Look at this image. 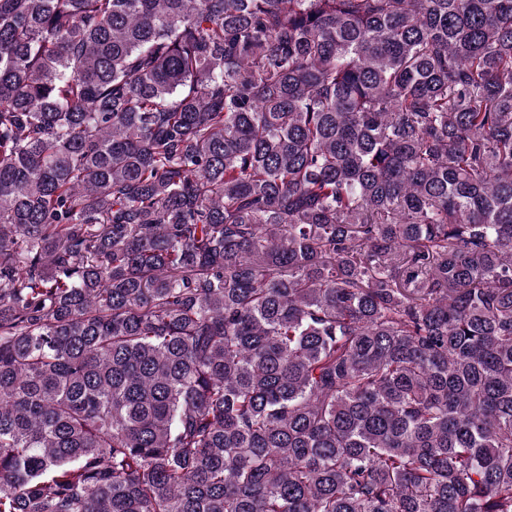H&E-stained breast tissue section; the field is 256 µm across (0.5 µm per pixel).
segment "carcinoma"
Returning <instances> with one entry per match:
<instances>
[{"label": "carcinoma", "mask_w": 512, "mask_h": 512, "mask_svg": "<svg viewBox=\"0 0 512 512\" xmlns=\"http://www.w3.org/2000/svg\"><path fill=\"white\" fill-rule=\"evenodd\" d=\"M0 512H512V0H0Z\"/></svg>", "instance_id": "obj_1"}]
</instances>
